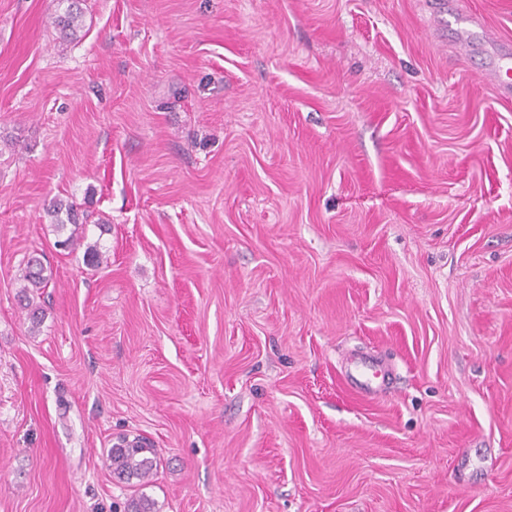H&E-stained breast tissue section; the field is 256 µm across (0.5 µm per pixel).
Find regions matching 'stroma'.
<instances>
[{
    "mask_svg": "<svg viewBox=\"0 0 512 512\" xmlns=\"http://www.w3.org/2000/svg\"><path fill=\"white\" fill-rule=\"evenodd\" d=\"M458 2L459 40L430 0H84L63 42L0 0V512H512V96L463 48L512 0ZM46 215L51 224H82L79 222V213L74 203L62 199H55L46 208ZM46 272L47 269L40 260H28L23 271L21 288H46L50 279ZM381 371L376 369V365L367 359L359 358L355 362L353 370L348 374L352 382L355 393L363 398L375 399L387 393L389 387L383 382L376 383ZM108 468L113 475L126 481L148 483L156 474L158 460L155 448L143 439L121 440L108 451Z\"/></svg>",
    "mask_w": 512,
    "mask_h": 512,
    "instance_id": "stroma-1",
    "label": "stroma"
}]
</instances>
